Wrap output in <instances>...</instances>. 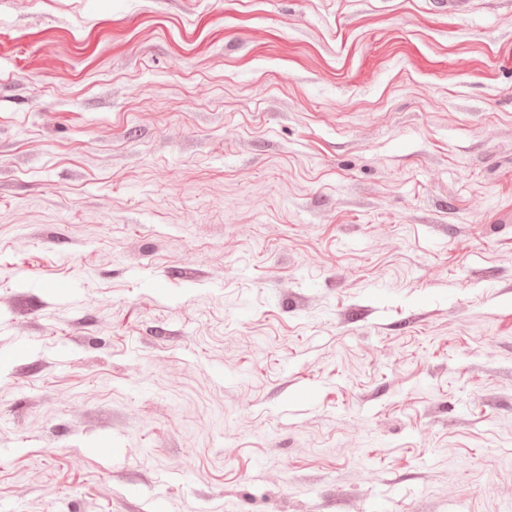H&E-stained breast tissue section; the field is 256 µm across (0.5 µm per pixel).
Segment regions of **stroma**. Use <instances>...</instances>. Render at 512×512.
Listing matches in <instances>:
<instances>
[{
	"mask_svg": "<svg viewBox=\"0 0 512 512\" xmlns=\"http://www.w3.org/2000/svg\"><path fill=\"white\" fill-rule=\"evenodd\" d=\"M0 512H512V0H0Z\"/></svg>",
	"mask_w": 512,
	"mask_h": 512,
	"instance_id": "1",
	"label": "stroma"
}]
</instances>
